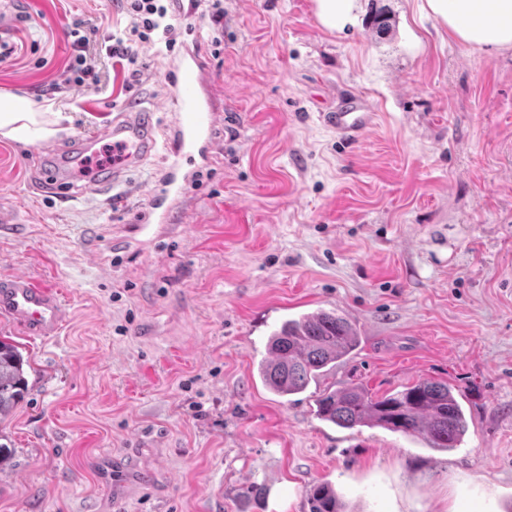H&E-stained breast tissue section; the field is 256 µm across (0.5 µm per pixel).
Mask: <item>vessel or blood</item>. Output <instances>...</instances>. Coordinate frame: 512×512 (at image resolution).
I'll use <instances>...</instances> for the list:
<instances>
[{"label": "vessel or blood", "mask_w": 512, "mask_h": 512, "mask_svg": "<svg viewBox=\"0 0 512 512\" xmlns=\"http://www.w3.org/2000/svg\"><path fill=\"white\" fill-rule=\"evenodd\" d=\"M165 97L173 109L172 119L161 132H154L146 114L115 113L107 134L112 139V168L88 182L89 188L107 194L132 167L150 161L158 150L167 153V164L159 184L149 195L148 206L139 215L135 233L152 239L159 226L169 223L183 202L192 182L197 161L208 160L216 150L218 115L207 94V69L198 45L185 44L171 56L163 72ZM375 114L368 101L358 95L339 98L334 111L324 113V123L340 140L361 142L373 126ZM95 137L79 138L69 146L49 145L39 152L38 162L66 155L70 169L82 167L96 153ZM0 315L14 320L28 335H57L65 321V306L58 290L17 274L0 279Z\"/></svg>", "instance_id": "obj_1"}]
</instances>
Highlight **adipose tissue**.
<instances>
[{
  "label": "adipose tissue",
  "instance_id": "obj_1",
  "mask_svg": "<svg viewBox=\"0 0 512 512\" xmlns=\"http://www.w3.org/2000/svg\"><path fill=\"white\" fill-rule=\"evenodd\" d=\"M422 8L450 37L486 53L512 50V0H422ZM51 106L0 94V136L35 146L56 133Z\"/></svg>",
  "mask_w": 512,
  "mask_h": 512
}]
</instances>
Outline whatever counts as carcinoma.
<instances>
[{
  "mask_svg": "<svg viewBox=\"0 0 512 512\" xmlns=\"http://www.w3.org/2000/svg\"><path fill=\"white\" fill-rule=\"evenodd\" d=\"M359 345L352 325L333 312L318 311L284 321L269 337L267 359L259 365L264 384L281 396L299 393ZM28 360L6 337L0 338V419L9 416L28 389ZM319 419L343 428L380 427L419 435L431 448L452 449L468 430L452 389L421 380L377 397L358 384L326 389L316 401ZM309 512H343L337 492L323 483L308 492Z\"/></svg>",
  "mask_w": 512,
  "mask_h": 512,
  "instance_id": "cac0c4a2",
  "label": "carcinoma"
}]
</instances>
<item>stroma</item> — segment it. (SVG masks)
<instances>
[{
	"instance_id": "obj_1",
	"label": "stroma",
	"mask_w": 512,
	"mask_h": 512,
	"mask_svg": "<svg viewBox=\"0 0 512 512\" xmlns=\"http://www.w3.org/2000/svg\"><path fill=\"white\" fill-rule=\"evenodd\" d=\"M187 36L209 61L217 153L156 241L129 233L166 164L112 194L39 193L36 147L0 137V278L57 287L59 335L0 317L29 360V392L0 439V512H309L316 483L345 512H512V54L449 38L415 0H356L343 32L313 0H223ZM389 22L385 31L374 22ZM84 22L100 81L56 90ZM121 0H14L0 93L52 101L65 146L112 115L171 118L166 56L143 46L137 81L113 69ZM380 118L358 144L321 119L347 93ZM320 310L356 350L295 395L257 374L271 333ZM448 384L468 431L452 450L379 427L320 420L324 388L380 396Z\"/></svg>"
}]
</instances>
